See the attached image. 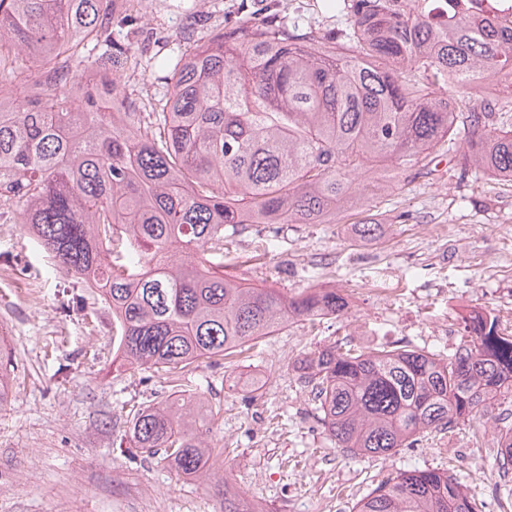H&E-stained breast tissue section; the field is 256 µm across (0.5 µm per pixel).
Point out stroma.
Returning <instances> with one entry per match:
<instances>
[{
    "label": "stroma",
    "instance_id": "35a3bbf8",
    "mask_svg": "<svg viewBox=\"0 0 512 512\" xmlns=\"http://www.w3.org/2000/svg\"><path fill=\"white\" fill-rule=\"evenodd\" d=\"M321 0H144L115 17L111 39L161 61L184 32L201 37L239 18L273 15L330 25ZM408 177L393 163L358 178L357 202L330 224H252L224 270L293 294L333 288L345 319L292 320L247 354L201 359L185 376L215 416L210 467L185 476L136 448L134 414L167 400V374L117 361L112 311L59 268L15 219L0 218V512H224L232 483L251 512H352L401 470L445 468L482 512H512L496 494L498 430L478 417L383 460L345 456L323 431L299 380L311 350L349 338L363 348L411 344L451 353L472 313L512 333V182L457 185ZM375 213L379 235L356 224ZM229 456H222V449Z\"/></svg>",
    "mask_w": 512,
    "mask_h": 512
}]
</instances>
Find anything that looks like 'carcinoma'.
<instances>
[{"label": "carcinoma", "instance_id": "1", "mask_svg": "<svg viewBox=\"0 0 512 512\" xmlns=\"http://www.w3.org/2000/svg\"><path fill=\"white\" fill-rule=\"evenodd\" d=\"M336 26L242 17L167 59L159 97L74 81L89 65L147 71L112 42L115 0H0V215L11 213L58 266L112 309L117 352L162 371L178 397L135 414L132 437L179 473H198L214 412L181 383L291 319H338L331 288L288 296L224 275V229L324 224L369 164L426 167L441 149L458 182L512 181V128L485 85L512 83V25L468 0H325ZM111 100V110L102 107ZM465 141L457 149L453 144ZM180 255L179 260L172 257ZM452 353L410 345L311 351L299 367L337 447L384 459L449 432L512 393V335L467 320ZM499 468L512 471V412L496 417ZM224 512H251L224 485ZM353 512H482L453 475L404 470Z\"/></svg>", "mask_w": 512, "mask_h": 512}]
</instances>
